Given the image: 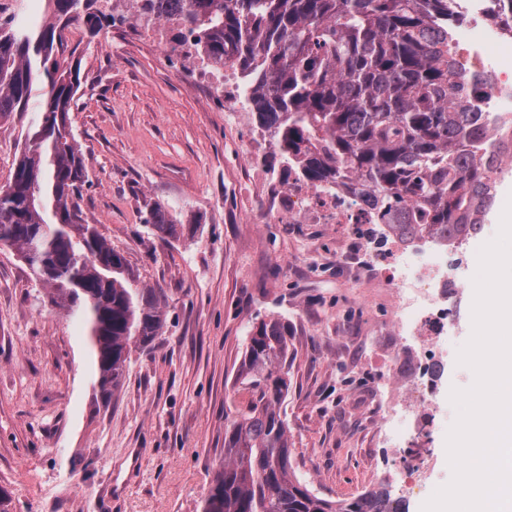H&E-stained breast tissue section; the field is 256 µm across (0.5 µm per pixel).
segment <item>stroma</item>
<instances>
[{
	"mask_svg": "<svg viewBox=\"0 0 512 512\" xmlns=\"http://www.w3.org/2000/svg\"><path fill=\"white\" fill-rule=\"evenodd\" d=\"M69 114L88 178L77 200L139 284L162 290L166 323L135 348L109 400L91 388L86 330L55 306L18 254L0 247V489L8 512H203L224 462V425L244 397L234 381L251 328L288 322V425L297 476L317 495L348 500L378 484L404 485L401 450L381 446L367 400L390 368L371 355L395 345L393 294L353 264L378 250L357 224H279L272 195L294 178L250 112L215 110L190 71L167 67L160 47L107 29L82 53ZM37 118L0 123V183ZM168 204L194 236L160 239L146 222ZM347 253L337 262V253ZM440 338L448 350L425 441L431 489L452 471V389L474 383L458 364L472 334L473 277Z\"/></svg>",
	"mask_w": 512,
	"mask_h": 512,
	"instance_id": "1",
	"label": "stroma"
}]
</instances>
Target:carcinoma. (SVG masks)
Listing matches in <instances>:
<instances>
[{
    "mask_svg": "<svg viewBox=\"0 0 512 512\" xmlns=\"http://www.w3.org/2000/svg\"><path fill=\"white\" fill-rule=\"evenodd\" d=\"M96 2L48 0L42 22H0V122L33 102L39 112L0 187V244L28 263L52 304L88 327L93 388L107 399L122 386L131 346L160 335L165 300L139 286L73 204L87 169L68 123L81 77L65 31L79 22L92 38L111 26ZM129 5L137 19L167 11L162 0ZM176 8L203 58L240 71L243 105L297 180L367 195L403 239L470 238L482 227L496 197L480 104L488 79L458 70L457 0H179ZM488 16L512 33V0H489ZM39 79L48 91L38 96ZM61 223L73 232L56 231ZM147 223L162 238L197 229L170 221L160 202ZM288 336L275 316L248 336L235 380L248 399L224 429V466L203 512H395L384 487L332 501L296 475L280 413Z\"/></svg>",
    "mask_w": 512,
    "mask_h": 512,
    "instance_id": "obj_1",
    "label": "carcinoma"
}]
</instances>
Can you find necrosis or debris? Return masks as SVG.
<instances>
[{"label":"necrosis or debris","instance_id":"4bbe7bcc","mask_svg":"<svg viewBox=\"0 0 512 512\" xmlns=\"http://www.w3.org/2000/svg\"><path fill=\"white\" fill-rule=\"evenodd\" d=\"M486 7V0H469L473 23L457 32L455 39L464 69L491 74L492 87L482 104L492 126L500 128L504 142L508 143L512 141V35L482 25ZM374 213L371 201L346 189L311 187L302 193L285 194L275 216L289 224L300 223L308 216L321 224L329 214L340 224H370ZM475 249L476 242L472 239L447 242L426 237L413 243L394 239L386 250L370 255L372 266L394 293L393 313L399 331L419 338L416 349L408 350L400 345L391 353L403 374V384L393 402L380 405L389 440L405 434L404 411L416 413V429L424 427L420 413L429 408L438 389L436 375L428 370L431 363L440 359L433 339L442 335L459 288L453 256L460 252L471 257Z\"/></svg>","mask_w":512,"mask_h":512}]
</instances>
